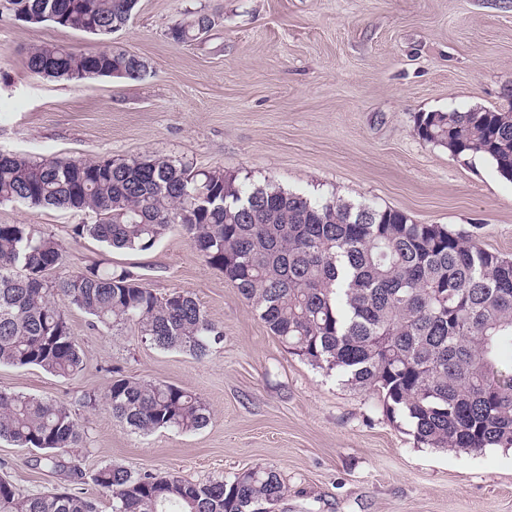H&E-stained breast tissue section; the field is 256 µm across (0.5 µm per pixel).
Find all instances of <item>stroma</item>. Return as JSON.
<instances>
[{
    "mask_svg": "<svg viewBox=\"0 0 512 512\" xmlns=\"http://www.w3.org/2000/svg\"><path fill=\"white\" fill-rule=\"evenodd\" d=\"M215 24L203 39L169 35L184 12ZM118 47L142 79L41 78L30 47ZM512 101V0H139L126 27L91 36L0 18V152L71 159L164 155L219 169L240 185L274 182L314 200L390 207L419 224L475 235L512 257V182L483 157L457 158L415 131L423 112ZM88 215L0 204V224H35L65 248L58 276L99 263L129 268L158 295L191 291L224 331L198 360L65 313L85 368L60 377L0 366V391L48 397L88 420L71 459L193 481L264 467L285 480L275 512H512V450L418 447L376 394L288 353L219 270L179 231L152 250L78 238ZM124 375L185 387L210 408L202 430L133 433L105 406H80ZM39 451L0 441V476L29 494L70 486Z\"/></svg>",
    "mask_w": 512,
    "mask_h": 512,
    "instance_id": "stroma-1",
    "label": "stroma"
}]
</instances>
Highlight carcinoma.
<instances>
[{
  "mask_svg": "<svg viewBox=\"0 0 512 512\" xmlns=\"http://www.w3.org/2000/svg\"><path fill=\"white\" fill-rule=\"evenodd\" d=\"M139 0H11V20L30 17L106 36L130 21ZM208 13L189 11L170 29L178 43L199 39ZM31 72L81 81L141 79L147 62L126 50L77 52L36 45ZM423 140L455 157L481 155L512 180V104L467 112H424ZM82 212L78 237L107 247L149 251L173 228L203 263L251 304L289 353L336 370L375 393L386 414H402L423 448L480 453L512 448V258L442 224H417L392 208L313 201L274 184L245 191L221 170L196 173L160 155L75 160L0 153V204ZM64 248L34 224H0V366L39 367L61 377L82 371V351L61 295L92 323L197 359L223 330L188 290L164 297L125 267L91 265L55 280ZM104 403L132 431L194 432L212 418L185 387L112 379L82 405ZM89 426L66 404L0 391V440L42 452L54 471L76 472L70 453ZM112 512H253L272 507L287 485L272 469L195 482L178 475L134 476L106 465L91 475ZM0 512H96L80 488L22 494L0 478Z\"/></svg>",
  "mask_w": 512,
  "mask_h": 512,
  "instance_id": "obj_1",
  "label": "carcinoma"
}]
</instances>
